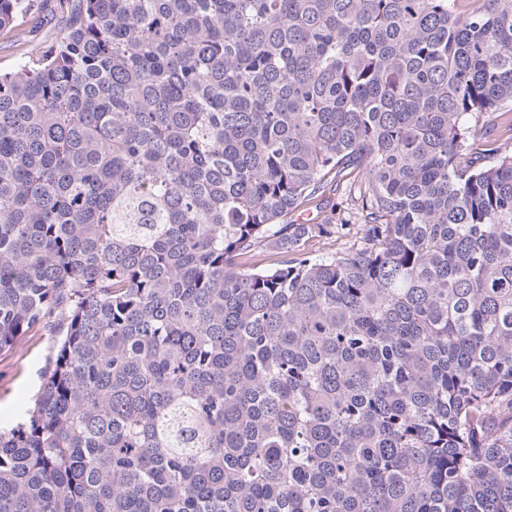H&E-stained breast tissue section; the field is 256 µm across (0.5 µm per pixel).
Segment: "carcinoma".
I'll return each instance as SVG.
<instances>
[{"instance_id": "carcinoma-1", "label": "carcinoma", "mask_w": 512, "mask_h": 512, "mask_svg": "<svg viewBox=\"0 0 512 512\" xmlns=\"http://www.w3.org/2000/svg\"><path fill=\"white\" fill-rule=\"evenodd\" d=\"M70 1L0 73V352L62 316L0 512H512V0ZM359 235L351 234L348 237L341 238L338 240L329 239V240H314L309 244V249L314 254H324L328 252H336L338 250H345L358 248L361 245Z\"/></svg>"}]
</instances>
